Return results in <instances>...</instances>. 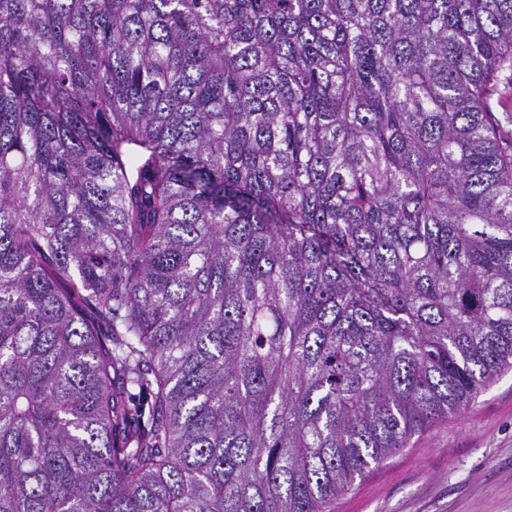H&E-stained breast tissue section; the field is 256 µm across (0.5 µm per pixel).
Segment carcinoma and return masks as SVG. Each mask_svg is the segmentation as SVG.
Listing matches in <instances>:
<instances>
[{"instance_id":"obj_1","label":"carcinoma","mask_w":512,"mask_h":512,"mask_svg":"<svg viewBox=\"0 0 512 512\" xmlns=\"http://www.w3.org/2000/svg\"><path fill=\"white\" fill-rule=\"evenodd\" d=\"M512 0H0V512H326L512 368Z\"/></svg>"}]
</instances>
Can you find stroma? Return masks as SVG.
<instances>
[{"mask_svg":"<svg viewBox=\"0 0 512 512\" xmlns=\"http://www.w3.org/2000/svg\"><path fill=\"white\" fill-rule=\"evenodd\" d=\"M331 512H512V371L375 467Z\"/></svg>","mask_w":512,"mask_h":512,"instance_id":"obj_1","label":"stroma"}]
</instances>
